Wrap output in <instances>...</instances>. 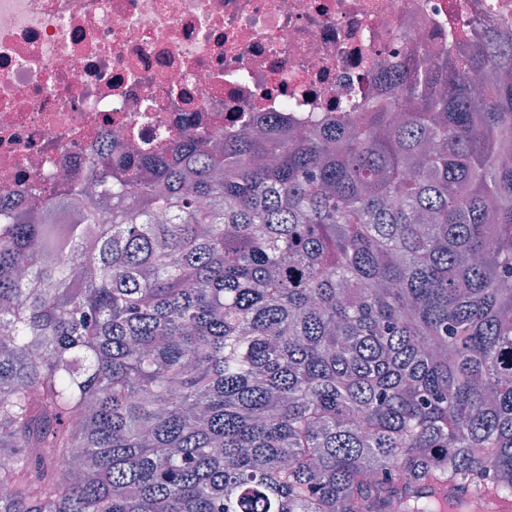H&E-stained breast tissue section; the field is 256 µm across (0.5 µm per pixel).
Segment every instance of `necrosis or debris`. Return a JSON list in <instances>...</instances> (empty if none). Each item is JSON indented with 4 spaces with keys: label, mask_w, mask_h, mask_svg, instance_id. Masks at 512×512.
I'll return each instance as SVG.
<instances>
[{
    "label": "necrosis or debris",
    "mask_w": 512,
    "mask_h": 512,
    "mask_svg": "<svg viewBox=\"0 0 512 512\" xmlns=\"http://www.w3.org/2000/svg\"><path fill=\"white\" fill-rule=\"evenodd\" d=\"M489 37L512 39V0H0V196L30 207L98 157L269 112L332 121L424 50Z\"/></svg>",
    "instance_id": "1"
}]
</instances>
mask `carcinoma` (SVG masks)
<instances>
[{"label": "carcinoma", "mask_w": 512, "mask_h": 512, "mask_svg": "<svg viewBox=\"0 0 512 512\" xmlns=\"http://www.w3.org/2000/svg\"><path fill=\"white\" fill-rule=\"evenodd\" d=\"M341 109L0 199V512L512 498V43Z\"/></svg>", "instance_id": "cac0c4a2"}]
</instances>
